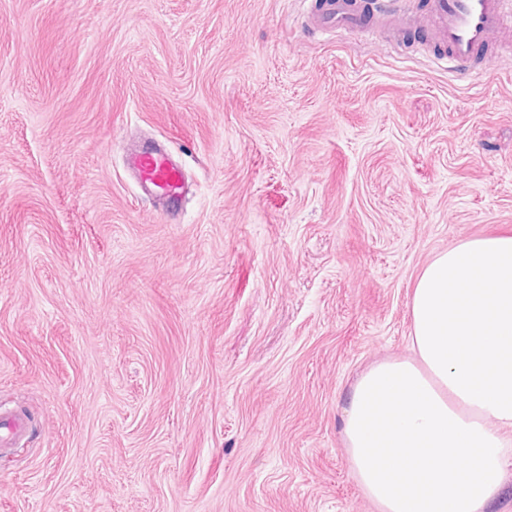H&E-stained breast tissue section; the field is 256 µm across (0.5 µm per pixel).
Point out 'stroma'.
<instances>
[{
  "mask_svg": "<svg viewBox=\"0 0 512 512\" xmlns=\"http://www.w3.org/2000/svg\"><path fill=\"white\" fill-rule=\"evenodd\" d=\"M316 3L0 0V512H378L346 400L425 265L512 234V28L473 85ZM128 163L141 182L165 198L168 207L177 205L183 184L179 171L167 155L152 148H143L132 152ZM28 431L26 416L15 410H0V446L12 448L16 446Z\"/></svg>",
  "mask_w": 512,
  "mask_h": 512,
  "instance_id": "stroma-1",
  "label": "stroma"
}]
</instances>
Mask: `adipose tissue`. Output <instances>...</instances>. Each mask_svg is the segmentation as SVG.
Masks as SVG:
<instances>
[{
    "label": "adipose tissue",
    "mask_w": 512,
    "mask_h": 512,
    "mask_svg": "<svg viewBox=\"0 0 512 512\" xmlns=\"http://www.w3.org/2000/svg\"><path fill=\"white\" fill-rule=\"evenodd\" d=\"M410 314L413 357L351 389V468L380 512H487L512 463V236L438 253Z\"/></svg>",
    "instance_id": "adipose-tissue-1"
}]
</instances>
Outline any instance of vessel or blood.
Listing matches in <instances>:
<instances>
[{"label":"vessel or blood","mask_w":512,"mask_h":512,"mask_svg":"<svg viewBox=\"0 0 512 512\" xmlns=\"http://www.w3.org/2000/svg\"><path fill=\"white\" fill-rule=\"evenodd\" d=\"M395 0H325L308 17L310 27L332 34L369 29L375 18L390 15ZM429 44L441 48L450 71L467 77L487 69L493 35L512 24V0H431L426 17ZM128 163L145 185L176 206L183 189L180 174L167 155L151 148L132 152ZM28 431L26 416L0 410V446H16Z\"/></svg>","instance_id":"vessel-or-blood-1"}]
</instances>
